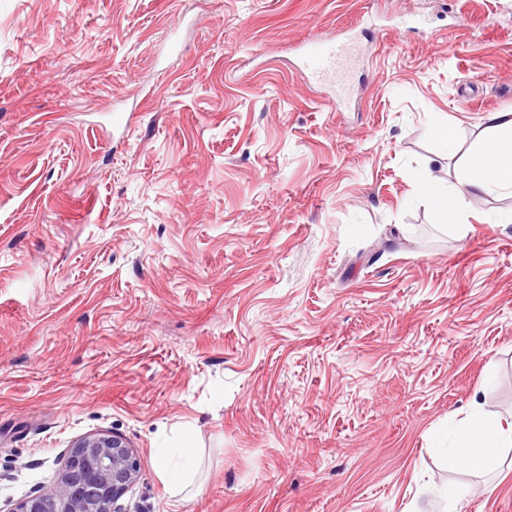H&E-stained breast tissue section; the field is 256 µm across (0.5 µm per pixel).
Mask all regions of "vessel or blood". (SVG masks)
Masks as SVG:
<instances>
[{
    "label": "vessel or blood",
    "mask_w": 512,
    "mask_h": 512,
    "mask_svg": "<svg viewBox=\"0 0 512 512\" xmlns=\"http://www.w3.org/2000/svg\"><path fill=\"white\" fill-rule=\"evenodd\" d=\"M352 43L336 40L307 45L302 53V64L317 82L333 88L339 101L351 102L355 94Z\"/></svg>",
    "instance_id": "obj_1"
}]
</instances>
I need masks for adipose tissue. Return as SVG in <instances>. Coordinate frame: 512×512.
I'll list each match as a JSON object with an SVG mask.
<instances>
[{
	"label": "adipose tissue",
	"instance_id": "obj_1",
	"mask_svg": "<svg viewBox=\"0 0 512 512\" xmlns=\"http://www.w3.org/2000/svg\"><path fill=\"white\" fill-rule=\"evenodd\" d=\"M489 137L468 156L456 173L453 189L433 177L420 179L419 196L440 215L442 224L458 226L466 200L494 188L512 190V110L491 113ZM512 446V424L486 417L480 402H473L466 425L459 430L453 449L472 466L497 469L502 449Z\"/></svg>",
	"mask_w": 512,
	"mask_h": 512
}]
</instances>
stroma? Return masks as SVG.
<instances>
[{"label": "stroma", "instance_id": "obj_1", "mask_svg": "<svg viewBox=\"0 0 512 512\" xmlns=\"http://www.w3.org/2000/svg\"><path fill=\"white\" fill-rule=\"evenodd\" d=\"M343 32L347 106L293 50ZM507 109L512 0H0V512L97 433L122 512H512L432 447L512 422V195L416 192ZM157 475L173 496L182 494L191 484L187 473L172 467L165 454L160 456Z\"/></svg>", "mask_w": 512, "mask_h": 512}]
</instances>
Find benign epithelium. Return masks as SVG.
Returning <instances> with one entry per match:
<instances>
[{"label":"benign epithelium","mask_w":512,"mask_h":512,"mask_svg":"<svg viewBox=\"0 0 512 512\" xmlns=\"http://www.w3.org/2000/svg\"><path fill=\"white\" fill-rule=\"evenodd\" d=\"M139 469L134 450L121 436L82 437L68 449L60 479L23 499L13 512H114Z\"/></svg>","instance_id":"benign-epithelium-1"}]
</instances>
